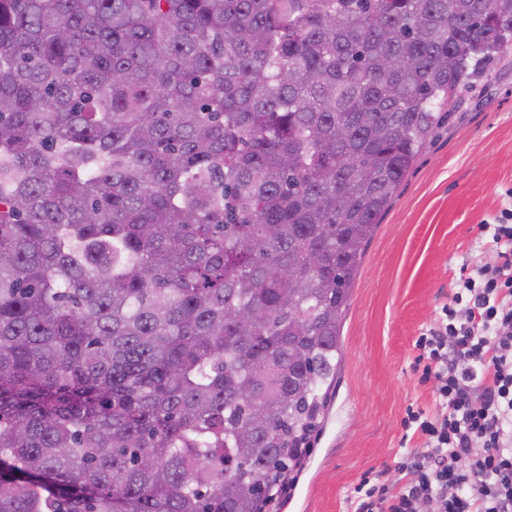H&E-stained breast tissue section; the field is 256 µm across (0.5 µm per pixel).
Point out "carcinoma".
<instances>
[{"label":"carcinoma","instance_id":"1","mask_svg":"<svg viewBox=\"0 0 512 512\" xmlns=\"http://www.w3.org/2000/svg\"><path fill=\"white\" fill-rule=\"evenodd\" d=\"M511 48L512 0H0V512H264Z\"/></svg>","mask_w":512,"mask_h":512}]
</instances>
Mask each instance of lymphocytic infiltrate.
<instances>
[{
	"label": "lymphocytic infiltrate",
	"mask_w": 512,
	"mask_h": 512,
	"mask_svg": "<svg viewBox=\"0 0 512 512\" xmlns=\"http://www.w3.org/2000/svg\"><path fill=\"white\" fill-rule=\"evenodd\" d=\"M501 266L478 265L415 347L438 412L408 411L423 439L395 484L362 480L354 512H512V209L490 230Z\"/></svg>",
	"instance_id": "1"
}]
</instances>
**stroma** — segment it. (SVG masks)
Here are the masks:
<instances>
[{
    "instance_id": "35a3bbf8",
    "label": "stroma",
    "mask_w": 512,
    "mask_h": 512,
    "mask_svg": "<svg viewBox=\"0 0 512 512\" xmlns=\"http://www.w3.org/2000/svg\"><path fill=\"white\" fill-rule=\"evenodd\" d=\"M456 123L423 150L380 216L342 328L336 393L289 497L265 512H352L363 478L396 479L421 447L408 409L437 410L433 381L414 369L415 340L474 264H496L485 230L512 206V50L463 94Z\"/></svg>"
}]
</instances>
